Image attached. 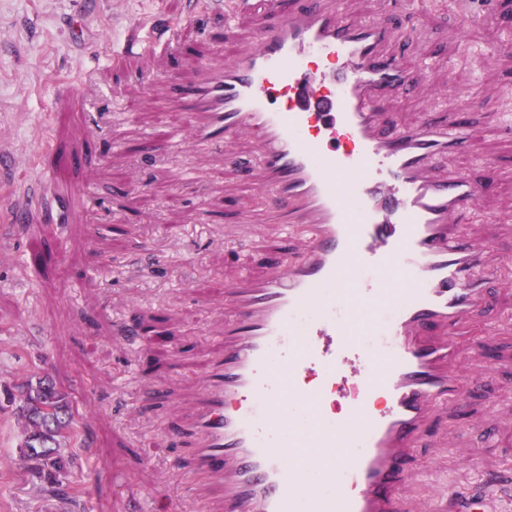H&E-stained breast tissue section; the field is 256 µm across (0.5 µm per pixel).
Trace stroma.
Here are the masks:
<instances>
[{
    "instance_id": "1",
    "label": "stroma",
    "mask_w": 512,
    "mask_h": 512,
    "mask_svg": "<svg viewBox=\"0 0 512 512\" xmlns=\"http://www.w3.org/2000/svg\"><path fill=\"white\" fill-rule=\"evenodd\" d=\"M349 15L382 14L381 0H338ZM488 18L461 26L449 10L418 18L391 0L387 21L414 29L418 58L438 84L464 91L435 102L412 95L382 112L405 126L425 113L443 122L465 115L477 135L473 151L449 157L438 178L464 172L481 182L476 211L457 232L476 245L512 254V126L484 131L512 114V0H477ZM271 19L243 13L232 31L208 0H0V512H208L174 472L184 451L167 436L184 425L201 379L224 351L225 281L261 276L285 250L280 225L237 235L228 216L252 213L263 198L246 161L248 140L209 150L158 152L168 130L191 116L175 108V88L231 60ZM164 31L124 61L112 58L134 27ZM496 47L483 64L478 52ZM71 159L60 189L84 196L37 203L16 220L23 193L53 178L57 155ZM193 168V182L183 172ZM45 238L59 260L27 265L30 238ZM512 317V287H491L484 315L456 338L460 356L490 375L449 406L414 464L447 474L465 488L480 475L512 469V331L490 334ZM155 326L159 341L128 336ZM49 375L69 393L77 434L64 443L73 463L63 495L21 457V385ZM478 419L481 431L468 423ZM470 448L475 470H459L452 444Z\"/></svg>"
}]
</instances>
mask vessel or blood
I'll return each mask as SVG.
<instances>
[{
	"label": "vessel or blood",
	"mask_w": 512,
	"mask_h": 512,
	"mask_svg": "<svg viewBox=\"0 0 512 512\" xmlns=\"http://www.w3.org/2000/svg\"><path fill=\"white\" fill-rule=\"evenodd\" d=\"M413 48L384 21L293 0L250 50L174 94L203 119L165 146L253 140L257 187L276 206L250 223L308 230L296 260L225 284L224 356L172 435L220 512H512L507 471L475 493L444 479L426 500L403 494L430 422L476 384L458 331L512 264L456 236L481 184L431 174L470 127L429 113L381 127L386 99L446 93L429 63L407 65Z\"/></svg>",
	"instance_id": "obj_1"
}]
</instances>
